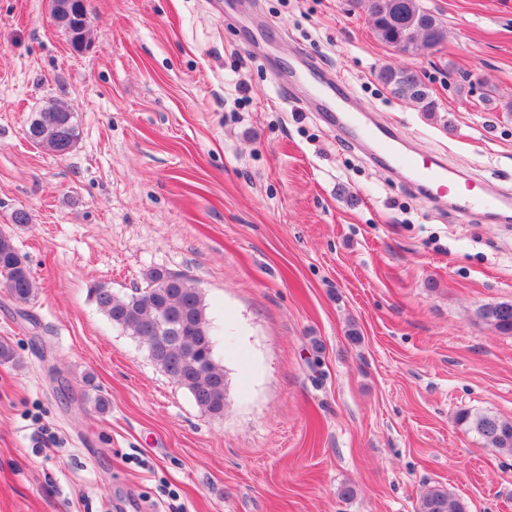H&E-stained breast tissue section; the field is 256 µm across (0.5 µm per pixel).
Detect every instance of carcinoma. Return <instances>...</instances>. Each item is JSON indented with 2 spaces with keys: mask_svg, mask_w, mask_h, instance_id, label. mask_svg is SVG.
Segmentation results:
<instances>
[{
  "mask_svg": "<svg viewBox=\"0 0 512 512\" xmlns=\"http://www.w3.org/2000/svg\"><path fill=\"white\" fill-rule=\"evenodd\" d=\"M377 39L401 51L416 54L432 50L447 37L444 22L426 9L421 0H366ZM54 21L70 37L74 47L83 45L90 26L86 8L69 14L52 13ZM378 79L397 97L417 104L422 111L435 109L428 86L410 69L385 66ZM34 145L64 156L76 145L80 131L74 113L60 104H48L37 112L25 131ZM0 288L21 304L35 293L27 258L10 234L0 231ZM89 298L113 324L139 339L166 336L168 340L151 354L152 361L173 382L185 388L196 405L211 415L224 414V365L216 356V331L203 293L187 276L154 270L146 286L117 296L105 284L89 288ZM478 317L502 334L512 333V303L487 304ZM459 421L474 432L483 445L512 456V420L464 411ZM418 512H467L465 502L442 485L423 494Z\"/></svg>",
  "mask_w": 512,
  "mask_h": 512,
  "instance_id": "obj_1",
  "label": "carcinoma"
}]
</instances>
